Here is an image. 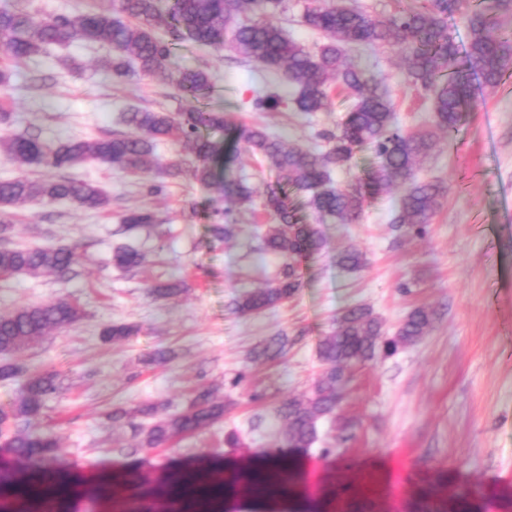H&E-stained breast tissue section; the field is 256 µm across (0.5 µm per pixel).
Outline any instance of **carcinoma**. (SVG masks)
Instances as JSON below:
<instances>
[{
	"label": "carcinoma",
	"mask_w": 512,
	"mask_h": 512,
	"mask_svg": "<svg viewBox=\"0 0 512 512\" xmlns=\"http://www.w3.org/2000/svg\"><path fill=\"white\" fill-rule=\"evenodd\" d=\"M457 0H409L393 14L375 16L353 0H314L305 6L301 22L320 32L324 41L312 49L291 39L269 16L284 9V0H112L107 9L74 14H56L37 21L24 10L0 9V48L16 61L39 56L51 45L67 43L108 44L110 51L100 64L115 79L146 76L162 80L173 91L200 102L186 112L132 108L123 113L125 132L98 137H72L49 143L37 135L0 134V153L21 167L36 165L61 172L40 181L25 176L0 180V207L25 208L31 204L50 206L67 201L88 212L106 211L112 196L97 185L69 178L63 171L88 162L109 163L149 182V192L165 187L162 176H186L214 184L224 209L215 215L229 220L254 209L252 188L242 179L226 177L212 182V162L229 164L224 147L209 139L208 132L233 129L244 148L258 156L274 173L262 193L263 209L276 219L262 233V249L283 261L275 285L239 297L235 311L248 316L269 309L296 294L301 288V265L319 254L326 245L317 224L304 222L291 198L302 193L306 205L321 220L337 224L356 222L369 202L381 199L396 186L403 187L392 223L407 232L426 234L442 206L446 188L437 181L418 178L419 165L435 151L439 139L452 137L471 111L477 95L496 90L512 74V32L501 29V14L512 9V0H477L460 13L467 43L459 47L448 29V17ZM166 28L169 38L156 33ZM179 44L226 46L255 66L261 81L254 90L251 106L258 112L292 103L304 113L329 108V92L339 85L354 101L334 130H327L323 148L305 149L297 143L258 125H237L233 118L201 103L213 86L212 75L203 69L172 67ZM352 47L374 50L397 48L406 73L421 98L428 102L430 127L406 131L396 120L389 88L369 67L350 59ZM282 74L292 87L285 98L268 84L267 75ZM162 141L176 142L192 160H174L164 166L154 163V150ZM370 150L374 168L350 185L340 186L333 174L351 168L356 153ZM124 227L135 230L156 223L148 209H134L123 217ZM144 260L130 245L117 246L111 263L131 271ZM337 264L356 270L364 257L356 249L340 252ZM75 248L0 247V274L6 277L63 276L74 271ZM182 291V282L167 280L152 287L157 297ZM83 317V310L68 298L19 306L0 314V379H12L19 368L12 358L38 344L51 330L70 326ZM432 327V314L423 307L412 310L395 336L382 339L381 324L360 305L352 306L337 320L336 328L319 344L323 370L309 395L292 397L279 407L286 422L278 441L280 447L299 451L317 438V422L332 414L338 405V383L354 365L390 355L419 342ZM137 326L115 322L105 326L106 342H120L135 335ZM61 390L58 373L43 370L30 374L17 399L0 406V512H103L112 500L111 488L123 485L133 491L125 512H188L187 494L196 480L208 476L213 483L205 494L202 512H224V496L236 493L232 484L213 478L219 467L207 463L182 472L149 473L129 470L104 477L87 489L82 476L63 469L59 439L51 433H32L25 428L30 418L41 413L47 400ZM157 407H116L108 415L112 422L133 421L151 416L154 421L141 428V438L129 449L135 455L145 448H158L206 430L224 417V403L207 390L199 392L186 408L156 417ZM273 460L269 470L251 471L243 492L253 498L288 493L294 502L290 512H320L321 496L297 494L302 478L292 469L284 476ZM477 493L460 491L448 498L437 491L425 492L410 506L411 512H481L474 502Z\"/></svg>",
	"instance_id": "obj_1"
}]
</instances>
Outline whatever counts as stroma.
Listing matches in <instances>:
<instances>
[{
	"label": "stroma",
	"instance_id": "35a3bbf8",
	"mask_svg": "<svg viewBox=\"0 0 512 512\" xmlns=\"http://www.w3.org/2000/svg\"><path fill=\"white\" fill-rule=\"evenodd\" d=\"M111 4L0 0V8H24L39 20ZM107 51L104 44L72 43L15 65L0 52V67L15 72L0 91L11 107L10 133L34 132L48 141L95 137L123 131L120 115L132 107L176 114L190 106L159 80L108 78L97 67ZM66 57L81 70L62 66ZM353 57L383 77L405 127L426 128L425 104L394 49L357 50ZM173 61L212 73L214 108L305 146L316 144L319 131L335 128L351 102L343 92L329 111L309 116L284 106L257 112L250 106V66L233 51L187 46ZM71 174L110 193L111 208L84 212L62 202L16 209L12 231L0 237V246H78L73 276L0 278V313L58 297L84 310L79 322L15 358L24 373L52 369L59 375L61 394L29 429L55 433L66 464L94 478L133 463L156 473L203 457L222 465L225 476L244 474L274 449L283 427L277 407L310 393L322 371L318 343L348 307H368L387 337L410 311L425 307L434 313L429 334L354 367L335 415L320 421L317 441L293 455V467L309 490L335 491L328 512L354 499L370 503L373 512H398L421 483L435 482L443 471L447 493L482 492L488 512H502L495 496L512 489V76L485 93L458 133L421 164V178L447 188L425 237L393 224L398 195L390 193L368 203L357 223L322 224L327 248L304 265L296 295L249 316L236 313L237 297L264 287L282 269L280 258L261 250L272 216L261 210L238 216L230 236L218 239L211 231L216 192L203 183L170 179L163 193L150 195L142 179L108 164L89 163ZM134 207L153 210L157 226L123 231V214ZM121 244L144 253V265L128 272L113 267L112 250ZM350 247L366 260L356 272L336 263ZM173 277L184 282L181 294L149 295L151 283ZM113 322L139 331L123 342H104L101 331ZM275 336L287 341L284 355L256 358ZM157 350L167 351V363H150ZM23 375L0 381V405L19 395ZM200 388L223 400L220 423L125 456L138 437L129 425L107 424L106 412L144 404L180 409ZM232 432L234 445L226 442Z\"/></svg>",
	"mask_w": 512,
	"mask_h": 512
}]
</instances>
